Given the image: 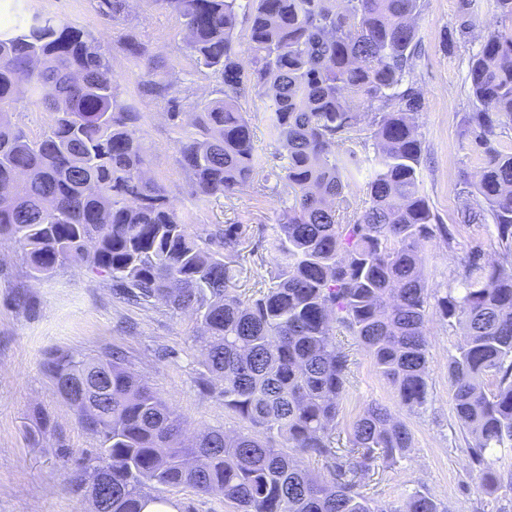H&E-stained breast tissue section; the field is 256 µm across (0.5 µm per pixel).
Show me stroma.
<instances>
[{"label":"stroma","mask_w":512,"mask_h":512,"mask_svg":"<svg viewBox=\"0 0 512 512\" xmlns=\"http://www.w3.org/2000/svg\"><path fill=\"white\" fill-rule=\"evenodd\" d=\"M461 0H422L414 24L419 53L412 79L423 100L417 133L424 149L421 188L453 236L452 245L439 239L424 244V275L429 285L427 401L408 409L399 403L395 387L375 369L369 353L350 336L341 343L352 359L351 379L339 418L340 428L368 404L395 411L412 433L405 459L372 472L365 494L380 507H404L413 492L433 496L446 512H512V499L477 494L469 477V457L463 428L455 416L448 381V358L461 336L439 308L448 292L459 258L474 248L494 257L493 225L457 221L465 198L462 172L476 164L459 141V121L472 111L468 97L469 59L482 37L497 22L494 0H475L474 25L459 27ZM44 10L67 20L95 38L109 58L124 100L143 114V134L152 152L149 174L163 184L177 212L192 211L196 228L217 224H247L242 245L244 261L237 273L240 291L250 292L267 279L272 266L260 227L278 223L287 193L274 173L280 148L268 137L265 99L251 94L245 103L253 119L255 146L264 161L256 188L229 198L194 204L189 179L176 161L177 130L164 101L141 95L138 75L124 51L129 40L148 44L164 58L203 102L215 87L195 71L186 53V33L171 8L151 0H128V17L115 24L99 9V0H49ZM191 318L172 315L163 305L141 307L118 299L106 274L83 266L66 267L33 277L18 249L0 241V512H87L89 505L71 493L61 448L74 456L94 452L97 442L77 423L73 409L53 387L43 369L56 351L94 357L120 350L129 368L161 392L167 404L188 423L191 432L221 428L240 431L242 424L225 412L218 396L220 381L203 384L201 355L189 340ZM42 423L46 436L31 441L28 429Z\"/></svg>","instance_id":"1"}]
</instances>
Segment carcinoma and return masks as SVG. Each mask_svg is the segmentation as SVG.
<instances>
[{
  "instance_id": "1",
  "label": "carcinoma",
  "mask_w": 512,
  "mask_h": 512,
  "mask_svg": "<svg viewBox=\"0 0 512 512\" xmlns=\"http://www.w3.org/2000/svg\"><path fill=\"white\" fill-rule=\"evenodd\" d=\"M112 21L127 0H100ZM187 32L196 70L216 97L193 105L177 162L195 200L254 186L263 161L242 100L267 98V132L283 150L277 178L288 189L281 223L263 236L273 258L268 281L251 294L234 288L247 225L192 229L147 176L142 113L123 100L109 59L80 29L3 0L0 13V239L19 246L32 274L90 264L130 303L161 302L193 319L203 376L222 382L224 411L246 427L186 438L187 422L157 388L126 368V355L96 358L56 351L44 362L78 424L98 441L71 460L70 490L92 512H143L170 487L214 492L235 512H444L411 495L406 509H378L362 491L378 462H396L412 433L371 403L336 431L351 374L337 336L346 332L392 383L400 404L427 398L428 284L424 242L451 245L448 227L422 192L421 92L410 81L421 0H160ZM499 24L470 58L477 110L461 118L462 147L476 175L463 174L460 220L490 223L497 258L471 251L442 298L443 316L464 326L448 360L453 409L471 438L477 492L512 491V470L491 455L512 449V0H495ZM247 25L246 42L238 36ZM139 89L182 115L177 80L147 46L131 42ZM247 55V63L241 56ZM29 101L54 114L38 138L4 121ZM359 102L369 116L352 108ZM361 150H356V147ZM373 152H368V149ZM370 168L364 205L349 188ZM495 388L485 392V378ZM289 452H284V449ZM333 461V477L306 461Z\"/></svg>"
}]
</instances>
